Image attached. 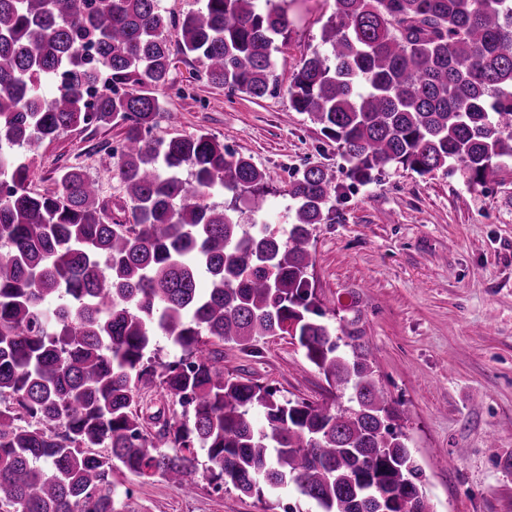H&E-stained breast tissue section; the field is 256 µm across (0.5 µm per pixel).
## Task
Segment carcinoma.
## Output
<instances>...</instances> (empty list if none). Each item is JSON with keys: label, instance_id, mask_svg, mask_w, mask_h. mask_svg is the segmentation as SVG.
<instances>
[{"label": "carcinoma", "instance_id": "1", "mask_svg": "<svg viewBox=\"0 0 512 512\" xmlns=\"http://www.w3.org/2000/svg\"><path fill=\"white\" fill-rule=\"evenodd\" d=\"M159 2L0 0V505L138 512L116 473L192 493L202 469L245 496L291 486L316 512H432L354 321L324 322L308 279L339 189L305 168L288 185L284 236L264 220L269 187L251 158L204 133L148 137L173 61L168 26L212 83L262 98L292 19L264 0H200L171 20ZM333 2L323 49L288 96L342 149L352 181L452 168L482 187L512 164V0ZM101 69L112 90L91 104L83 88ZM109 124L124 129L113 177L131 224L78 167L41 193L15 155L34 137ZM217 191L232 193L222 208L207 203ZM241 198L259 220L243 223ZM160 336L179 357L158 359ZM271 336L295 340L350 406L224 373L221 346L253 353ZM154 388L181 413L146 401Z\"/></svg>", "mask_w": 512, "mask_h": 512}]
</instances>
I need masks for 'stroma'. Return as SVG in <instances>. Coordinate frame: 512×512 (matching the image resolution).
<instances>
[{
    "instance_id": "1",
    "label": "stroma",
    "mask_w": 512,
    "mask_h": 512,
    "mask_svg": "<svg viewBox=\"0 0 512 512\" xmlns=\"http://www.w3.org/2000/svg\"><path fill=\"white\" fill-rule=\"evenodd\" d=\"M294 23L275 54L276 89L262 98L207 82L193 58L175 55L153 137L204 132L251 157L267 174L268 208L287 231L286 189L320 167L342 196L317 225L309 280L326 319L357 322L376 378L400 411L402 431L424 470L437 512H512V169L485 186L457 174L388 168L366 184L346 176L334 142L292 111V74L321 45L333 0H272ZM117 127L71 128L19 149L34 160L32 187L53 190L59 169L80 167L120 208L109 176ZM257 354L224 347V370L273 387L287 399L319 401L328 386L290 337L261 341ZM138 512H315L295 492L261 498L199 479L194 494L159 480L118 474Z\"/></svg>"
}]
</instances>
